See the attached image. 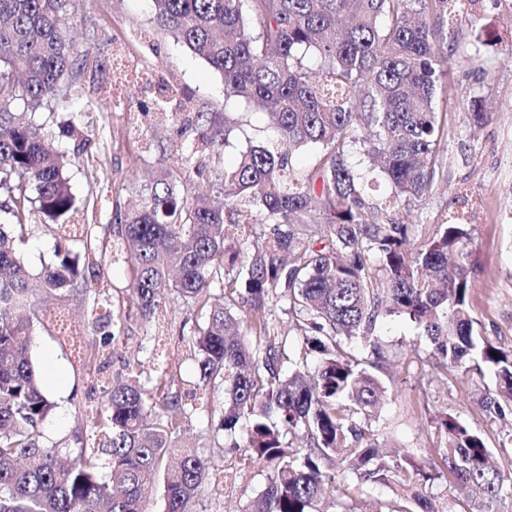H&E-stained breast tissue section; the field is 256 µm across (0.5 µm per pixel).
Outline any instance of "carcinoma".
<instances>
[{
    "label": "carcinoma",
    "instance_id": "cac0c4a2",
    "mask_svg": "<svg viewBox=\"0 0 512 512\" xmlns=\"http://www.w3.org/2000/svg\"><path fill=\"white\" fill-rule=\"evenodd\" d=\"M69 0H0V512H146V485H163L164 512H194L224 494L214 456L182 443L191 414L209 408L208 386L224 385L213 412L230 448L247 464L270 468L248 512H328V483L341 477L358 495L399 484L414 508L437 512L426 486L444 477L471 488L463 512H501L512 503V472L489 464L483 436L445 413L438 467L426 471L404 453L388 459L370 420L387 396L379 372L386 353L371 336L380 318L404 315L421 328L443 369L473 363L494 376L488 408L512 411V350L482 336L471 314L466 267L468 216L449 207L423 234L410 204L442 177L444 118L437 106L448 37L460 25L484 31L478 0H152L154 21L224 77V96L264 112L276 138L241 151L221 167L235 125L210 118L211 151L224 205L183 194L160 172L140 207L119 217L116 252L128 263V299L160 339L161 305L180 298L202 312L188 339L201 385L184 393L156 378L148 388L139 362L83 406L93 443L67 464L44 442L54 409L30 350L43 307L66 298L81 267L98 266L59 251L33 274L20 256L25 203L54 223L66 242L88 238L67 162L44 126L12 107L83 110L72 83L88 51L68 37ZM364 146L370 167L357 171L350 147ZM314 146L313 167L292 162ZM378 167L388 197L369 195ZM263 234L253 238L256 225ZM220 288L224 303L213 302ZM279 300L302 332L304 355L285 374L287 356L268 318ZM104 317L120 342L129 317L120 302ZM358 341L367 356L345 345Z\"/></svg>",
    "mask_w": 512,
    "mask_h": 512
}]
</instances>
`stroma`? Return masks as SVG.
I'll return each mask as SVG.
<instances>
[{
    "label": "stroma",
    "instance_id": "35a3bbf8",
    "mask_svg": "<svg viewBox=\"0 0 512 512\" xmlns=\"http://www.w3.org/2000/svg\"><path fill=\"white\" fill-rule=\"evenodd\" d=\"M480 6L493 36L482 43L474 31L463 27L448 40L447 73L438 99L448 131L443 176L433 193L419 202L413 218L419 224L440 223L448 201L466 196L471 215L472 310L480 333L509 351L512 60L505 52L512 42V7L494 5L492 0H481ZM73 11L76 24L71 37L94 60L74 85L87 107L78 113L42 108L38 115L46 119L49 137L69 161L67 176L80 206L78 221L90 226L91 237L85 244L64 243L35 211L26 226L22 256L36 273L63 248L79 255L88 248L97 253L99 269L79 280L63 302L68 317L84 323L91 307L109 310L112 289L128 283V265L112 250L118 216L144 199L157 170L163 166L171 170L181 190L209 193L217 181L206 156L189 154L206 137L207 123L162 120L157 103L173 111L185 107L194 116L205 112L242 118L243 129L232 133L224 150L229 160L248 146L269 141L275 133L261 111L225 99L219 72L156 27L152 0H74ZM474 97L492 114L478 128L465 117ZM161 312L167 324L164 371L174 389H192L198 376L186 339L204 318L193 306L175 299L167 301ZM34 334L33 362L43 374L63 379L61 386L48 389L56 407L42 431L64 454H76L90 432L79 404L100 401L103 387L122 373L126 361L146 359L153 343L139 319H130L108 366L97 370L79 364L68 347L59 345L53 328L38 324ZM375 334L389 354L383 377L392 394L373 425L383 429L390 446L419 459L438 460L435 420L449 413L481 431L497 469L512 470V450L503 445L512 420L500 418L484 403L494 388L490 373L472 367L438 370L415 324L406 317H390ZM213 455L219 468L236 470V479L226 485L222 499L203 498L196 512H245L265 484V468L256 464L241 470L235 456L218 449Z\"/></svg>",
    "mask_w": 512,
    "mask_h": 512
}]
</instances>
